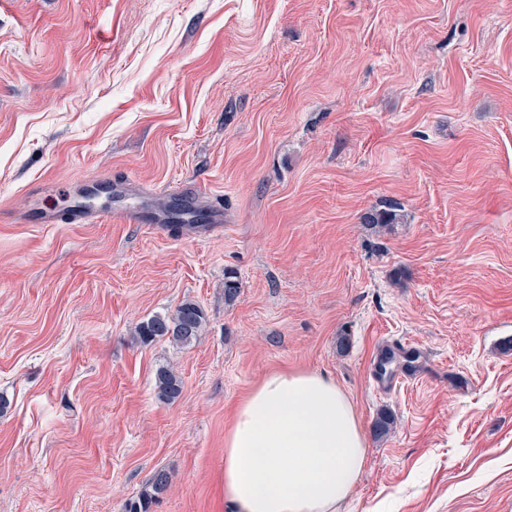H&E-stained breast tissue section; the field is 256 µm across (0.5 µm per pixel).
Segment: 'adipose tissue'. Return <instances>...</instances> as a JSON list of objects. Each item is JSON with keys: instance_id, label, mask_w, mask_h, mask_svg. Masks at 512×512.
I'll list each match as a JSON object with an SVG mask.
<instances>
[{"instance_id": "ef3b65f1", "label": "adipose tissue", "mask_w": 512, "mask_h": 512, "mask_svg": "<svg viewBox=\"0 0 512 512\" xmlns=\"http://www.w3.org/2000/svg\"><path fill=\"white\" fill-rule=\"evenodd\" d=\"M365 462L351 399L323 375L275 371L224 438V501L230 512H339Z\"/></svg>"}]
</instances>
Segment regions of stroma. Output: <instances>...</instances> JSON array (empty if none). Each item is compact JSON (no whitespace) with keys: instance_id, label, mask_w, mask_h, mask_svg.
Here are the masks:
<instances>
[{"instance_id":"1","label":"stroma","mask_w":512,"mask_h":512,"mask_svg":"<svg viewBox=\"0 0 512 512\" xmlns=\"http://www.w3.org/2000/svg\"><path fill=\"white\" fill-rule=\"evenodd\" d=\"M106 176L97 208L224 223L25 222ZM187 299L194 345L135 342ZM404 341L422 377L378 391ZM285 369L355 407L342 512H512V0H0V512H122L160 469L152 512H227L224 434ZM162 208L165 213V224L171 231L180 232L186 228L185 226L197 225L194 224L197 220L192 219L197 214L189 212L177 203L163 204ZM156 388L158 397L165 402L176 401L182 393L180 376L167 366H159L156 370Z\"/></svg>"}]
</instances>
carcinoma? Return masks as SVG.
Instances as JSON below:
<instances>
[{"mask_svg":"<svg viewBox=\"0 0 512 512\" xmlns=\"http://www.w3.org/2000/svg\"><path fill=\"white\" fill-rule=\"evenodd\" d=\"M162 208L165 213V224L174 232H180L196 223L195 213L180 207L177 203L164 204ZM396 221L397 214L389 208L371 209L361 216V223L379 231ZM206 325L204 309L192 300H185L173 312L157 314L141 323L137 327L136 336L144 345L165 338L178 347H189L199 340ZM156 388L161 400L172 403L182 393V380L172 368L162 365L156 370ZM393 425L392 416L382 412L373 423L374 434L380 438L384 437L390 433ZM169 484V474L164 470L156 471L137 497L125 501L123 512H150L154 501L167 490Z\"/></svg>","mask_w":512,"mask_h":512,"instance_id":"1","label":"carcinoma"}]
</instances>
